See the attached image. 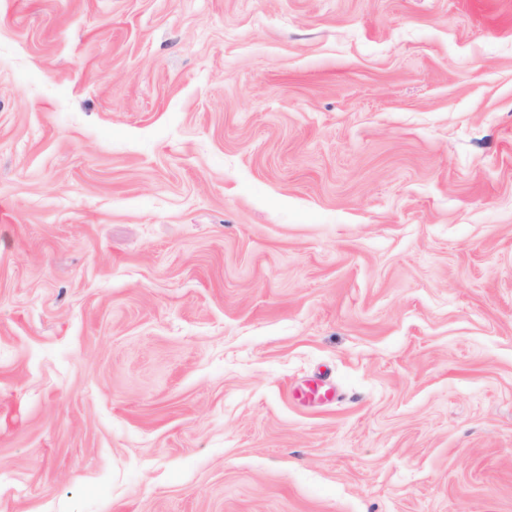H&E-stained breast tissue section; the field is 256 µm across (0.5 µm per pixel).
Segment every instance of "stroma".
I'll list each match as a JSON object with an SVG mask.
<instances>
[{
    "mask_svg": "<svg viewBox=\"0 0 512 512\" xmlns=\"http://www.w3.org/2000/svg\"><path fill=\"white\" fill-rule=\"evenodd\" d=\"M0 512H512V0H0Z\"/></svg>",
    "mask_w": 512,
    "mask_h": 512,
    "instance_id": "35a3bbf8",
    "label": "stroma"
}]
</instances>
